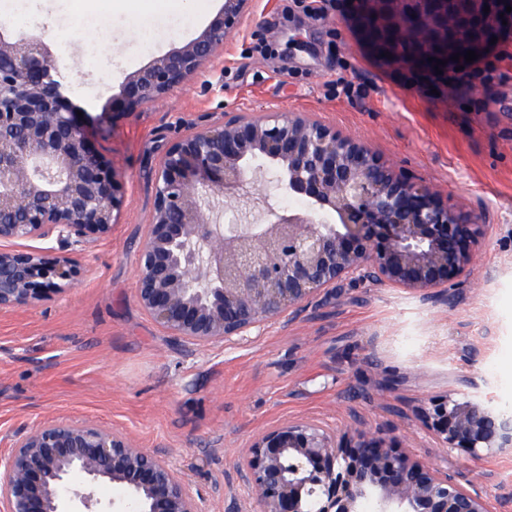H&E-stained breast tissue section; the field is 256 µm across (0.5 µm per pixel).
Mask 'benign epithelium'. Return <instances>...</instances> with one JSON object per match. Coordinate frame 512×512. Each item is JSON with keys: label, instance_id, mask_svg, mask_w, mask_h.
<instances>
[{"label": "benign epithelium", "instance_id": "1", "mask_svg": "<svg viewBox=\"0 0 512 512\" xmlns=\"http://www.w3.org/2000/svg\"><path fill=\"white\" fill-rule=\"evenodd\" d=\"M252 0L224 9L194 40L128 75L121 102L134 112L196 73L243 26ZM364 41L411 79L448 95V83L512 44V0H354ZM490 7L484 13V6ZM507 24H502V21ZM497 38L492 44L490 39ZM473 50L478 59L451 60ZM434 61H428V58ZM443 74L434 70L436 60ZM461 71H456L457 67ZM266 184L306 200L269 224H214L209 198H250V162ZM154 201L139 254L136 296L172 336L195 345L245 336L298 310L318 292L366 270L383 285L431 294L470 271L481 218L442 202L363 142L300 114L238 113L173 141L153 174ZM124 204L112 161L91 140L88 118L63 94L51 42L0 29V242L55 238L82 253L110 231ZM64 256L0 248V310L35 305L79 275ZM445 447L512 452V417L489 399L434 400L422 408ZM357 444L320 424L263 432L236 465L254 512H492L489 500L442 469L356 431ZM123 496L97 497L102 483ZM6 512H205L168 458L98 425L31 428L0 460Z\"/></svg>", "mask_w": 512, "mask_h": 512}]
</instances>
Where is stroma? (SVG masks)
<instances>
[{"mask_svg":"<svg viewBox=\"0 0 512 512\" xmlns=\"http://www.w3.org/2000/svg\"><path fill=\"white\" fill-rule=\"evenodd\" d=\"M224 0H0L9 31L55 46L70 100L94 120L125 202L81 259L83 275L36 306L0 311V458L30 428L94 423L167 455L206 512H251L235 466L265 430L316 421L362 429L437 465L512 512V455L444 448L418 417L478 395L512 409V46L454 103L372 56L348 0H255L199 72L132 113L126 75L197 38ZM301 113L481 215L469 274L430 297L360 273L246 336L193 345L136 297L152 173L188 127L228 112Z\"/></svg>","mask_w":512,"mask_h":512,"instance_id":"stroma-1","label":"stroma"}]
</instances>
